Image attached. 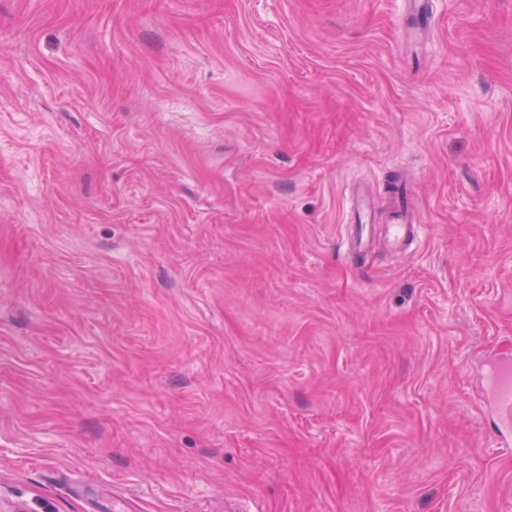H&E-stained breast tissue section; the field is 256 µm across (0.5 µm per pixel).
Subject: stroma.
I'll list each match as a JSON object with an SVG mask.
<instances>
[{
	"mask_svg": "<svg viewBox=\"0 0 512 512\" xmlns=\"http://www.w3.org/2000/svg\"><path fill=\"white\" fill-rule=\"evenodd\" d=\"M405 12L0 0V512H512V0ZM411 15L413 17L412 32H406V38H410L412 33L415 35L424 34L428 31L431 23V17L428 10L427 0H411ZM413 187L399 181L390 183L386 195L391 200L385 238L388 247L396 253H404L417 238L418 217L413 206ZM373 206L368 192L360 190L352 199L346 218L356 224L351 248L356 254L364 253L370 244ZM507 373V375H504ZM491 398L498 408L503 421H512V367L511 360L499 362L493 373L490 385Z\"/></svg>",
	"mask_w": 512,
	"mask_h": 512,
	"instance_id": "stroma-1",
	"label": "stroma"
}]
</instances>
